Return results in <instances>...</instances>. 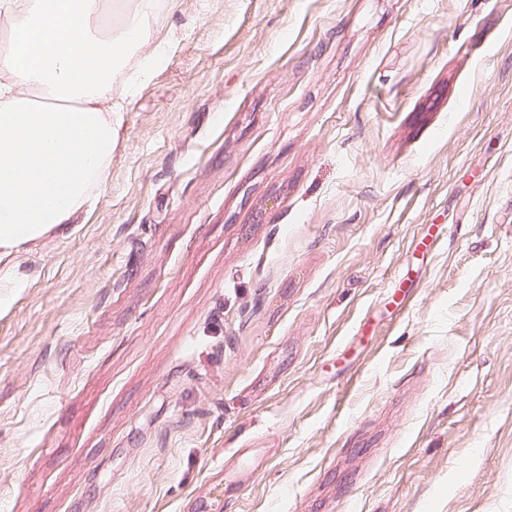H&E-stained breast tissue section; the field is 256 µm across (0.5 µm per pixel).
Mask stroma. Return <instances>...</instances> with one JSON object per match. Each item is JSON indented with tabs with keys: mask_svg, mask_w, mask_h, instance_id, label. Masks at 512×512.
I'll use <instances>...</instances> for the list:
<instances>
[{
	"mask_svg": "<svg viewBox=\"0 0 512 512\" xmlns=\"http://www.w3.org/2000/svg\"><path fill=\"white\" fill-rule=\"evenodd\" d=\"M68 231L0 269V512H512V0H158Z\"/></svg>",
	"mask_w": 512,
	"mask_h": 512,
	"instance_id": "35a3bbf8",
	"label": "stroma"
}]
</instances>
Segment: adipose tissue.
Instances as JSON below:
<instances>
[{
    "label": "adipose tissue",
    "instance_id": "adipose-tissue-1",
    "mask_svg": "<svg viewBox=\"0 0 512 512\" xmlns=\"http://www.w3.org/2000/svg\"><path fill=\"white\" fill-rule=\"evenodd\" d=\"M106 0H0V259L63 233L104 185L121 127L112 77L152 36L156 0L100 31Z\"/></svg>",
    "mask_w": 512,
    "mask_h": 512
}]
</instances>
